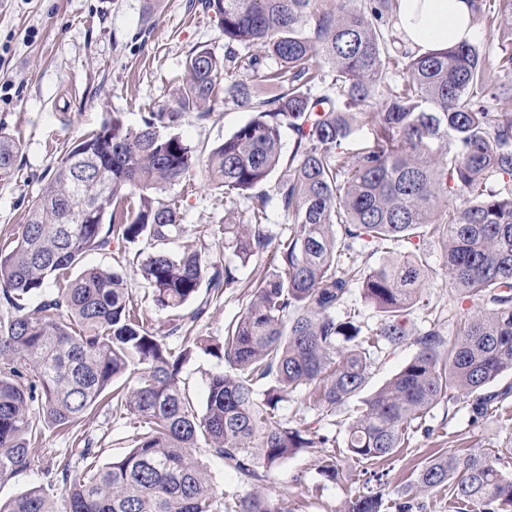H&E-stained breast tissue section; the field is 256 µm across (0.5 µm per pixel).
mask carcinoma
<instances>
[{"mask_svg":"<svg viewBox=\"0 0 512 512\" xmlns=\"http://www.w3.org/2000/svg\"><path fill=\"white\" fill-rule=\"evenodd\" d=\"M320 2L191 0L218 19L224 54L189 51L180 111L146 112L136 128L114 112L78 140L31 201L13 244L0 249V480L35 463L45 429L78 425L109 397L115 411L134 416L121 459L100 463V449L84 438L48 462L47 485L0 512H288L261 484L288 457L334 448L336 438L288 419L282 403L314 393L335 408L406 339L407 315L429 277L428 225L448 269V296L481 308L450 337L444 309L429 313L416 355L348 424L347 455H393L410 435L430 434L422 424L444 400L464 399L477 421L512 396V384L490 390L512 372V109L493 103L512 91V0L495 8L469 0L497 39L492 56L471 39L444 51L411 49L396 27L397 0ZM319 84L329 92L312 95ZM265 85L278 93L264 96ZM221 88L224 103L254 117L203 159L169 129L190 111L208 118ZM370 106L376 111H364ZM364 124L373 145L351 157L336 152ZM285 126L294 135L286 162ZM17 153L0 131V180L14 175ZM91 161L103 167V191L91 182ZM202 165L208 185L231 204L224 250L232 259L224 262L168 248L181 233L180 208L161 193ZM238 198L251 202L245 219L233 207ZM272 202L288 218L277 235L263 224ZM142 239L150 250L123 260L161 309L187 305L203 287L218 297L243 287L240 268L268 251L273 270L251 286L221 341L192 335L202 307L160 336L130 301L121 273L87 268L70 277L88 252ZM391 242L403 250L367 265ZM355 286L381 314L374 330L336 316ZM200 352L228 365L209 376L201 410L181 376ZM201 447L249 491L224 493L198 460ZM318 474L336 480V456L324 455ZM55 485L61 511L49 493ZM415 488L448 492L457 512L471 504L512 512V473L484 451L448 450L422 467ZM382 507V495L369 491L344 512Z\"/></svg>","mask_w":512,"mask_h":512,"instance_id":"obj_1","label":"carcinoma"}]
</instances>
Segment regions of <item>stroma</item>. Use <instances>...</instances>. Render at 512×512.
Wrapping results in <instances>:
<instances>
[{
	"mask_svg": "<svg viewBox=\"0 0 512 512\" xmlns=\"http://www.w3.org/2000/svg\"><path fill=\"white\" fill-rule=\"evenodd\" d=\"M146 0H0V129L19 145L18 170L0 182V236L18 231L28 205L44 185L50 168L87 131L120 112L130 126L143 113L175 110L188 79L185 58L191 48L203 46L224 52L217 18L188 7V0H161L159 14L147 18ZM251 113L216 100L210 119L186 113L176 134L202 150H209L251 120ZM183 217L182 232L170 245L182 251L192 245L219 260L224 256V194L203 185L200 169L185 184L168 189ZM430 269L423 286L424 303L409 316L411 328L426 319L427 306L448 304V273L438 243L427 248ZM199 300L208 301L197 323V333L218 341L225 326L249 303L244 288ZM416 345L405 340L380 357L360 395L333 411L300 401L283 405L287 416L298 415L312 428L336 438L339 474L327 482L317 474L321 449L307 448L274 469L266 490L289 512H343L348 498L365 491L363 473H384L383 512H396V503L411 499L413 512H448L444 491L416 493L414 483L422 466L448 449L466 454L474 449L499 455L501 467L512 471V408L490 412L472 421L462 402H441L427 416L432 435L416 433L408 444L380 461H357L345 454V428L361 406L383 383L415 355ZM87 434L101 450L102 462L128 451L126 421L103 407L80 424L76 432L46 430L44 447L65 452L75 434Z\"/></svg>",
	"mask_w": 512,
	"mask_h": 512,
	"instance_id": "1",
	"label": "stroma"
}]
</instances>
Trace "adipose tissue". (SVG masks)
I'll use <instances>...</instances> for the list:
<instances>
[{"instance_id":"obj_1","label":"adipose tissue","mask_w":512,"mask_h":512,"mask_svg":"<svg viewBox=\"0 0 512 512\" xmlns=\"http://www.w3.org/2000/svg\"><path fill=\"white\" fill-rule=\"evenodd\" d=\"M397 17L405 40L422 52L448 49L473 29L468 0H398Z\"/></svg>"}]
</instances>
